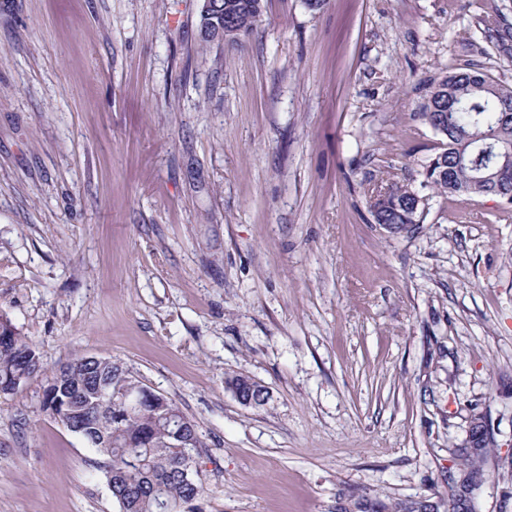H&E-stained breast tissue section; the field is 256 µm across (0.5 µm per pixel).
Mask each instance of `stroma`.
I'll return each instance as SVG.
<instances>
[{
	"label": "stroma",
	"mask_w": 512,
	"mask_h": 512,
	"mask_svg": "<svg viewBox=\"0 0 512 512\" xmlns=\"http://www.w3.org/2000/svg\"><path fill=\"white\" fill-rule=\"evenodd\" d=\"M263 4L208 44L200 0H0V313L42 365L0 394V512H119L40 408L91 356L196 423L195 512H448L477 416L475 512H512V205L429 190L399 234L369 208L445 145L430 78L512 85L481 33L512 0ZM490 444L491 435L476 441L469 439L468 446L459 449L457 471L449 475L448 482V496L450 503L452 502L453 512L456 511L455 501L458 497H466L471 503V511L473 510L475 492L481 489L487 480L486 463Z\"/></svg>",
	"instance_id": "1"
}]
</instances>
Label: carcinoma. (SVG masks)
<instances>
[{
	"label": "carcinoma",
	"instance_id": "1",
	"mask_svg": "<svg viewBox=\"0 0 512 512\" xmlns=\"http://www.w3.org/2000/svg\"><path fill=\"white\" fill-rule=\"evenodd\" d=\"M261 0H224V15L235 25L231 37L248 31L257 21ZM485 37L508 51L512 28L497 16L485 21ZM418 117L455 146L443 150L424 166L421 187L448 195H494L512 204V160L500 151L512 149V86L475 67H450L430 84ZM419 191L394 184L370 202L376 224H418L424 205H415ZM0 393L10 394L40 371L35 346L0 314ZM117 375L112 359L91 358L60 367L43 388L41 408L81 437L100 457L95 469L103 474L119 512H188L203 486L199 472L184 473L185 457L201 447L196 425L176 426L169 414L172 401L146 403L127 411L117 388L132 385ZM492 436L459 449L457 471L449 475V501L475 492L486 480Z\"/></svg>",
	"mask_w": 512,
	"mask_h": 512
}]
</instances>
